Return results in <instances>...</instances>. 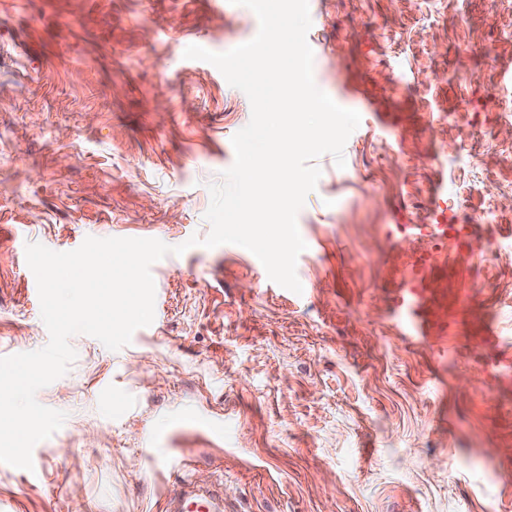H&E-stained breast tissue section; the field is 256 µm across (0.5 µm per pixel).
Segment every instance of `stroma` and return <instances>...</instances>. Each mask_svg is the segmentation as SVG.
<instances>
[{"instance_id": "stroma-1", "label": "stroma", "mask_w": 512, "mask_h": 512, "mask_svg": "<svg viewBox=\"0 0 512 512\" xmlns=\"http://www.w3.org/2000/svg\"><path fill=\"white\" fill-rule=\"evenodd\" d=\"M309 9L315 84L361 122L345 167L314 161L302 293L233 244L154 263L152 324L117 351L73 336L37 392L66 420L34 446L38 474L0 463V512H167L187 482L224 512H512V0ZM258 29L230 0H0V356L49 341L26 244L208 236L251 105L184 51ZM436 224L484 242L448 247L443 344L393 317ZM473 336L507 360L481 361ZM180 409L201 420L169 426L158 460L146 438Z\"/></svg>"}]
</instances>
